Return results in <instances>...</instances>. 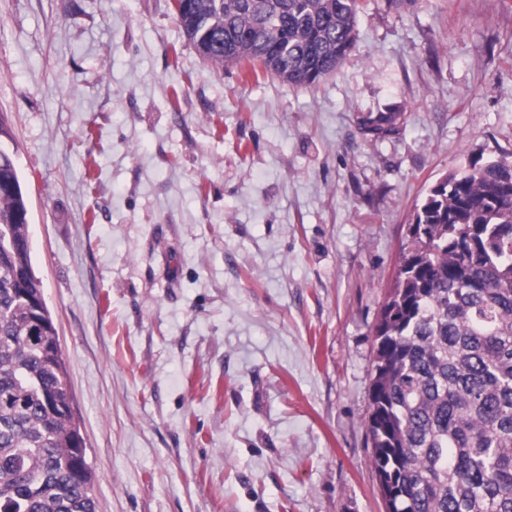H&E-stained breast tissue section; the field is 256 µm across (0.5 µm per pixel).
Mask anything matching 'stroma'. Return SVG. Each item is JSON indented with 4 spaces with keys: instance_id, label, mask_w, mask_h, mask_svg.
<instances>
[{
    "instance_id": "obj_1",
    "label": "stroma",
    "mask_w": 512,
    "mask_h": 512,
    "mask_svg": "<svg viewBox=\"0 0 512 512\" xmlns=\"http://www.w3.org/2000/svg\"><path fill=\"white\" fill-rule=\"evenodd\" d=\"M0 119L97 512H386L374 327L431 187L512 156V0H364L313 86L172 0H0ZM396 121V112L386 108L377 111L375 114L370 113L362 123L366 131L379 136L396 132Z\"/></svg>"
}]
</instances>
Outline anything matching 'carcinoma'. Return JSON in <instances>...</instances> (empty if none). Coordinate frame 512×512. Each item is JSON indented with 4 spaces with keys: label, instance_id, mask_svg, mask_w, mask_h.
<instances>
[{
    "label": "carcinoma",
    "instance_id": "cac0c4a2",
    "mask_svg": "<svg viewBox=\"0 0 512 512\" xmlns=\"http://www.w3.org/2000/svg\"><path fill=\"white\" fill-rule=\"evenodd\" d=\"M213 64L314 85L355 46L363 0H190ZM387 108L366 131L396 132ZM27 200L0 148V512H96L66 366L31 259ZM374 329L366 418L387 512H512V160L437 183Z\"/></svg>",
    "mask_w": 512,
    "mask_h": 512
}]
</instances>
